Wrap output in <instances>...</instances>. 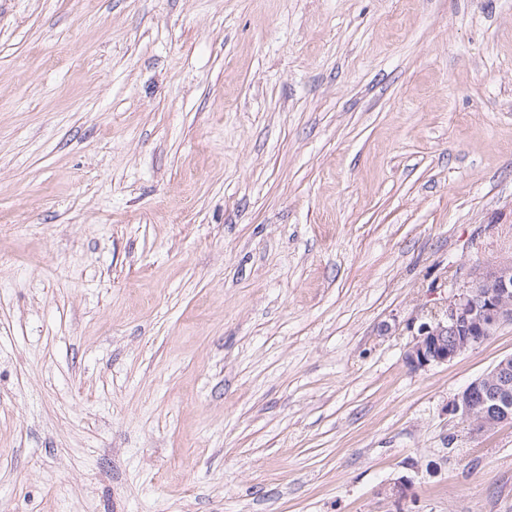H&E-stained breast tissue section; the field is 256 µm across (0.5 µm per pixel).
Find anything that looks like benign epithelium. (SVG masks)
<instances>
[{"instance_id":"1","label":"benign epithelium","mask_w":512,"mask_h":512,"mask_svg":"<svg viewBox=\"0 0 512 512\" xmlns=\"http://www.w3.org/2000/svg\"><path fill=\"white\" fill-rule=\"evenodd\" d=\"M472 284L430 311L419 324L405 355L413 369L446 365L512 324V260L471 270ZM448 413L481 433L512 422V355L471 381L452 401Z\"/></svg>"}]
</instances>
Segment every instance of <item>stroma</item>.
<instances>
[{"label":"stroma","instance_id":"1","mask_svg":"<svg viewBox=\"0 0 512 512\" xmlns=\"http://www.w3.org/2000/svg\"><path fill=\"white\" fill-rule=\"evenodd\" d=\"M505 255L512 0H0V512H512ZM472 284L430 311L419 324L405 355L413 369L445 365L512 324V260L471 270ZM447 411L467 422L475 433L512 422V355L471 381Z\"/></svg>","mask_w":512,"mask_h":512}]
</instances>
